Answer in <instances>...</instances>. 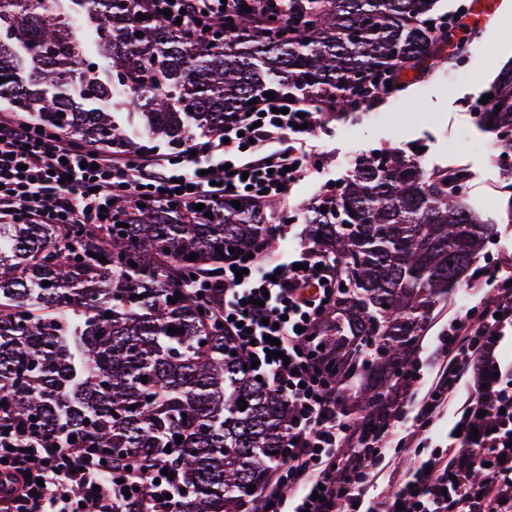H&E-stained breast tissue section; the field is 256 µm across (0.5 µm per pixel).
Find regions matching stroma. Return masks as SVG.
Instances as JSON below:
<instances>
[{"instance_id": "obj_1", "label": "stroma", "mask_w": 512, "mask_h": 512, "mask_svg": "<svg viewBox=\"0 0 512 512\" xmlns=\"http://www.w3.org/2000/svg\"><path fill=\"white\" fill-rule=\"evenodd\" d=\"M434 13L467 24L468 42L460 63L449 62L454 46L444 44L443 64L430 71H409L400 91L363 102L351 114L323 113L315 133L318 165L289 197L265 207L276 251L305 244L307 200L343 181L361 156L386 149L414 158L428 170L464 169L467 204L497 226V237L486 243L480 260L512 268V201L502 191L506 168L498 160L494 135L473 121L499 70L512 65V0H438ZM489 293L483 279L468 277L455 299L435 312L418 342L420 358H427L454 314Z\"/></svg>"}]
</instances>
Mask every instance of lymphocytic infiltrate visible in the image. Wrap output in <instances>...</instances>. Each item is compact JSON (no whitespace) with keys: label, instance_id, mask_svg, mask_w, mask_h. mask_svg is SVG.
<instances>
[{"label":"lymphocytic infiltrate","instance_id":"obj_1","mask_svg":"<svg viewBox=\"0 0 512 512\" xmlns=\"http://www.w3.org/2000/svg\"><path fill=\"white\" fill-rule=\"evenodd\" d=\"M238 0H137L188 36L224 38V11ZM320 110L300 99L263 98L224 119L215 137L180 151L131 156L75 147L59 130L0 109V224H96L102 206L145 197L159 206L214 205L234 194L283 198L316 159L308 148ZM221 280L187 282L209 299L224 334L255 361L254 376L288 403L283 456L241 512H512V369L499 359L512 331V276L482 268L486 301L464 309L442 333L431 379L418 402L390 393L379 428L354 426L314 353L312 337L336 300L335 263L312 247L282 257L256 246L251 259H226ZM245 267L237 277L236 267ZM279 356H267L272 339ZM414 421L404 426L407 408ZM454 409L461 436L424 449L427 433ZM413 452V467L375 492L387 447ZM0 507L7 512H122L112 470L84 448H51L17 425L0 427Z\"/></svg>","mask_w":512,"mask_h":512}]
</instances>
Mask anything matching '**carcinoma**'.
Here are the masks:
<instances>
[{"label":"carcinoma","mask_w":512,"mask_h":512,"mask_svg":"<svg viewBox=\"0 0 512 512\" xmlns=\"http://www.w3.org/2000/svg\"><path fill=\"white\" fill-rule=\"evenodd\" d=\"M68 2L53 12L42 0H0V94L76 146L121 153L154 139L176 149L195 128L219 134L228 113L266 91L315 105L347 106L349 91L375 99L395 68L436 58L426 25L435 0H306L286 17L230 14L220 43L152 14L139 20L131 0ZM491 93L481 124L511 154L500 133L512 130V68ZM119 96L143 117L141 134L115 119ZM466 179L381 150L304 204L307 235L344 285L316 343L365 417L410 385L420 336L496 234L463 204ZM209 211L126 198L110 224H0V423L92 448L114 472L135 460L168 469L123 512H150L172 489L175 512H239L283 451L288 403L244 369L212 306L183 287L266 238L264 206L228 196Z\"/></svg>","instance_id":"obj_1"}]
</instances>
